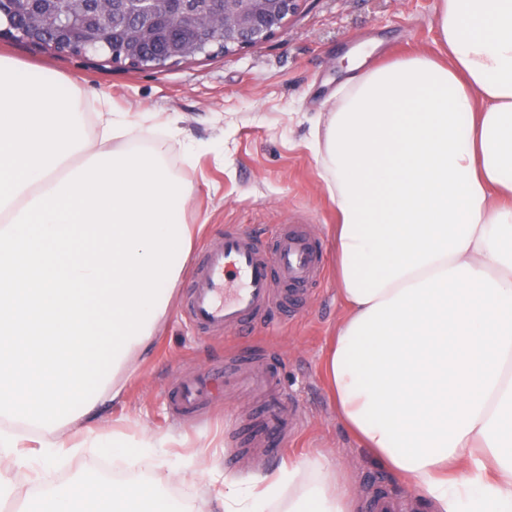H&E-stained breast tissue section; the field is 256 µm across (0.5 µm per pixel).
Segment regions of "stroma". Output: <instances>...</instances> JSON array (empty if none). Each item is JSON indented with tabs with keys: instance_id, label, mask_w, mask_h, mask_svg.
<instances>
[{
	"instance_id": "obj_1",
	"label": "stroma",
	"mask_w": 512,
	"mask_h": 512,
	"mask_svg": "<svg viewBox=\"0 0 512 512\" xmlns=\"http://www.w3.org/2000/svg\"><path fill=\"white\" fill-rule=\"evenodd\" d=\"M439 0H306L272 39L223 53L210 49L160 68L133 69L105 57L64 55L0 36V55L26 65L33 76L55 79L62 92L78 87L91 104L98 100L129 114L153 116L145 145H160L171 171L191 188L179 219L199 225L193 248L225 228L242 227L270 242L281 224L308 225L324 254L322 278L288 314L273 312L253 331L199 334L181 315L187 281H179L164 332L140 359V376L126 398L101 408L100 427L118 425L132 436L149 428L170 440L163 458L180 463L205 457L216 472L239 481L276 470L288 457L330 456L357 490V512L381 488L407 512H426L413 491L383 469L337 419L324 376L330 338L346 310L337 295L332 227L336 208L323 191V172L308 148L317 113L336 105L350 54L377 41L368 57L384 65L413 55L442 51L434 19ZM180 117L181 141L167 139L161 123ZM198 147L187 156L182 140ZM279 356L280 381L302 408V428L278 451L236 454L237 427L254 408L252 398L228 391L204 422L176 421L169 387L190 368L223 363L233 352ZM80 476L127 482L136 475L116 469L113 452L91 448L59 461L45 473L49 485L65 487Z\"/></svg>"
}]
</instances>
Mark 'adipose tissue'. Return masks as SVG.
Masks as SVG:
<instances>
[{
	"mask_svg": "<svg viewBox=\"0 0 512 512\" xmlns=\"http://www.w3.org/2000/svg\"><path fill=\"white\" fill-rule=\"evenodd\" d=\"M447 62L351 69L309 149L340 216L346 307L324 373L337 418L436 512H512V0H440ZM0 57V499L10 473L111 447L158 469L150 431L86 438L166 319L195 227L162 148L101 103ZM79 480L17 512H193L167 482ZM224 512H354L329 459L228 478Z\"/></svg>",
	"mask_w": 512,
	"mask_h": 512,
	"instance_id": "ef3b65f1",
	"label": "adipose tissue"
}]
</instances>
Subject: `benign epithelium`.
Returning <instances> with one entry per match:
<instances>
[{
  "instance_id": "obj_1",
  "label": "benign epithelium",
  "mask_w": 512,
  "mask_h": 512,
  "mask_svg": "<svg viewBox=\"0 0 512 512\" xmlns=\"http://www.w3.org/2000/svg\"><path fill=\"white\" fill-rule=\"evenodd\" d=\"M23 0H0V19L13 36L59 53L104 55L113 63L131 68L162 67L188 58L189 47L173 48L148 56L142 46L152 42L151 12L172 0H33L40 4L27 12ZM306 0H215L199 13L192 0H177L178 11L190 28L217 32L205 47L224 53L237 52L273 38L299 13ZM128 25L126 40L116 49L110 35L113 27Z\"/></svg>"
}]
</instances>
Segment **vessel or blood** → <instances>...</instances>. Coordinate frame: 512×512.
Returning a JSON list of instances; mask_svg holds the SVG:
<instances>
[{
    "mask_svg": "<svg viewBox=\"0 0 512 512\" xmlns=\"http://www.w3.org/2000/svg\"><path fill=\"white\" fill-rule=\"evenodd\" d=\"M323 270L320 247L301 226L280 225L269 245L244 229H225L223 237L206 244L193 270L185 320L201 334L254 329L274 310L300 299ZM230 385L247 389L262 406L250 447L268 448L296 433L301 416L290 408L272 358L248 360L230 378L220 366L191 373L170 390L173 409L191 418L205 415Z\"/></svg>",
    "mask_w": 512,
    "mask_h": 512,
    "instance_id": "obj_1",
    "label": "vessel or blood"
}]
</instances>
